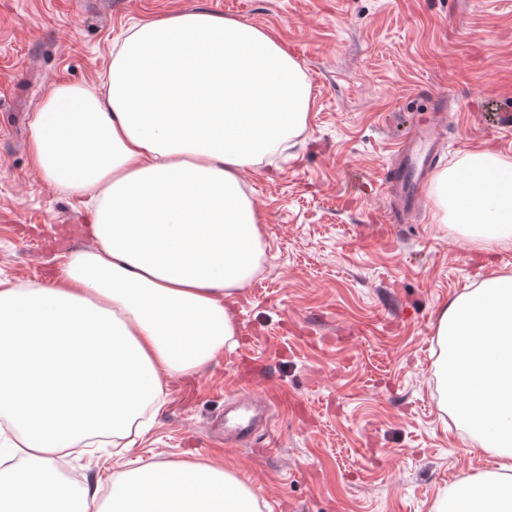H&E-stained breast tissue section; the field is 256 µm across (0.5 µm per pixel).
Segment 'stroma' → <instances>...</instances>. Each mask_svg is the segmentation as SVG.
Wrapping results in <instances>:
<instances>
[{
	"label": "stroma",
	"instance_id": "35a3bbf8",
	"mask_svg": "<svg viewBox=\"0 0 512 512\" xmlns=\"http://www.w3.org/2000/svg\"><path fill=\"white\" fill-rule=\"evenodd\" d=\"M195 9L267 29L313 106L296 145L245 176L266 255L235 346L171 384L130 455L224 459L270 512H432L441 487L493 466L440 407L436 312L512 270V248H471L428 208L391 223L385 180L433 94L448 101L436 170L512 149V0H0V281L44 279L88 244L85 210L30 162L49 90L96 83L132 23ZM245 386L281 400L261 439L202 446Z\"/></svg>",
	"mask_w": 512,
	"mask_h": 512
}]
</instances>
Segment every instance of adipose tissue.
<instances>
[{
    "mask_svg": "<svg viewBox=\"0 0 512 512\" xmlns=\"http://www.w3.org/2000/svg\"><path fill=\"white\" fill-rule=\"evenodd\" d=\"M311 107L279 41L203 9L134 23L95 84L53 85L31 164L90 204L93 244L49 279L0 283V417L18 457L0 467V512H260L216 460L141 459L82 483L64 471L92 438L132 448L169 382L233 344L264 256L243 174L301 135ZM430 195L466 245L512 246L511 154L470 151ZM434 331L441 404L494 467L449 484L433 512H512V272L443 304Z\"/></svg>",
    "mask_w": 512,
    "mask_h": 512,
    "instance_id": "1",
    "label": "adipose tissue"
}]
</instances>
